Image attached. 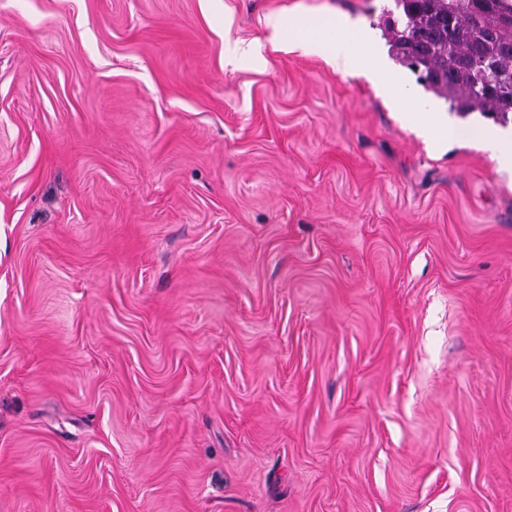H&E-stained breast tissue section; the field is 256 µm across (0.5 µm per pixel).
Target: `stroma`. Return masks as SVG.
Masks as SVG:
<instances>
[{
  "label": "stroma",
  "mask_w": 512,
  "mask_h": 512,
  "mask_svg": "<svg viewBox=\"0 0 512 512\" xmlns=\"http://www.w3.org/2000/svg\"><path fill=\"white\" fill-rule=\"evenodd\" d=\"M0 0V512H512V176L273 22Z\"/></svg>",
  "instance_id": "stroma-1"
}]
</instances>
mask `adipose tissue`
<instances>
[{
	"mask_svg": "<svg viewBox=\"0 0 512 512\" xmlns=\"http://www.w3.org/2000/svg\"><path fill=\"white\" fill-rule=\"evenodd\" d=\"M283 40L303 53L322 57L337 72L351 75L369 68L373 56L368 51L365 31L340 26L334 18L300 19L279 31ZM420 135L435 144L480 143L506 169L512 170V132L494 128L467 130L452 121L431 115L406 114Z\"/></svg>",
	"mask_w": 512,
	"mask_h": 512,
	"instance_id": "ef3b65f1",
	"label": "adipose tissue"
}]
</instances>
